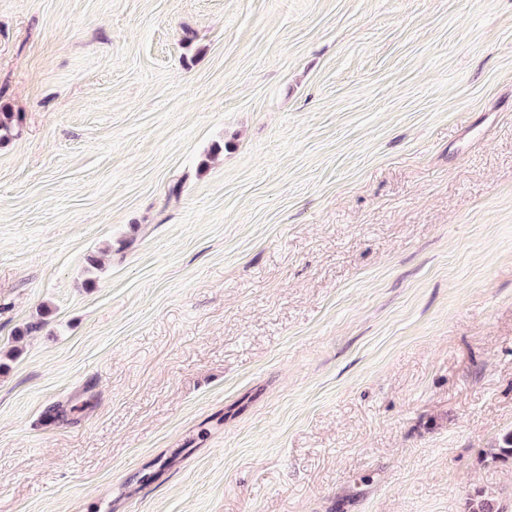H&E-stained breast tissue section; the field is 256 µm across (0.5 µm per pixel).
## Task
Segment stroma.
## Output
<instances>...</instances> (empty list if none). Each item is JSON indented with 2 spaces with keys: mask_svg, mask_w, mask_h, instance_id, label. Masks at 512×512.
<instances>
[{
  "mask_svg": "<svg viewBox=\"0 0 512 512\" xmlns=\"http://www.w3.org/2000/svg\"><path fill=\"white\" fill-rule=\"evenodd\" d=\"M0 107V512H512V0H0Z\"/></svg>",
  "mask_w": 512,
  "mask_h": 512,
  "instance_id": "obj_1",
  "label": "stroma"
}]
</instances>
